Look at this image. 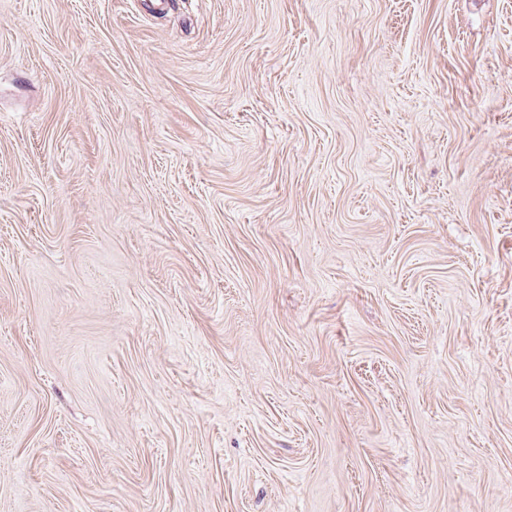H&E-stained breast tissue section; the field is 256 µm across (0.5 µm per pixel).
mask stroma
<instances>
[{"instance_id":"obj_1","label":"stroma","mask_w":512,"mask_h":512,"mask_svg":"<svg viewBox=\"0 0 512 512\" xmlns=\"http://www.w3.org/2000/svg\"><path fill=\"white\" fill-rule=\"evenodd\" d=\"M0 512H512V0H0Z\"/></svg>"}]
</instances>
